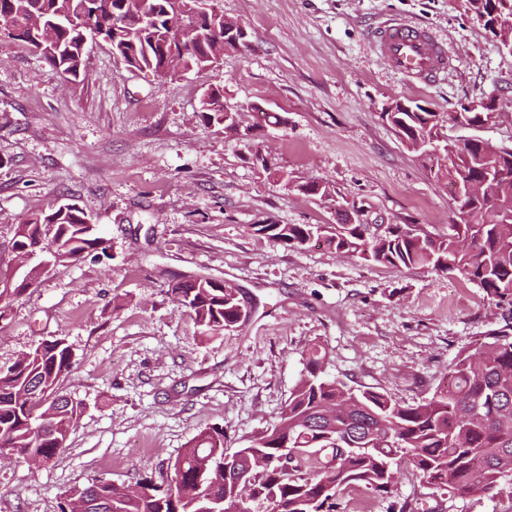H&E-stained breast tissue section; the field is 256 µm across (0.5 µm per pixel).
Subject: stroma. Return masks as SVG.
Wrapping results in <instances>:
<instances>
[{
	"label": "stroma",
	"instance_id": "1",
	"mask_svg": "<svg viewBox=\"0 0 512 512\" xmlns=\"http://www.w3.org/2000/svg\"><path fill=\"white\" fill-rule=\"evenodd\" d=\"M248 32L220 63L158 76L88 44L79 77L0 34V279L18 224L62 203L108 241L43 277L0 319V369L39 342L73 353L64 394L81 412L50 463L0 458V512H60L63 496L103 478L162 482L201 432L223 429L232 453L276 426L312 346L327 377L414 403L430 398L456 355L492 329L478 285L290 247L258 224H417L436 237L456 220L451 196L384 117L411 98L444 133L512 147V53L463 0H217ZM390 18L428 29L455 60L434 85L409 88L378 57L371 32ZM223 90L253 142L206 124L202 95ZM496 95V121L452 129L461 105ZM272 112L282 122H266ZM270 151V170L251 146ZM325 183V196L297 189ZM229 282L247 321L204 335L168 286L180 275ZM390 494L369 512H512V497L450 493L399 457Z\"/></svg>",
	"mask_w": 512,
	"mask_h": 512
}]
</instances>
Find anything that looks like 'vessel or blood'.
Wrapping results in <instances>:
<instances>
[{"instance_id": "vessel-or-blood-1", "label": "vessel or blood", "mask_w": 512, "mask_h": 512, "mask_svg": "<svg viewBox=\"0 0 512 512\" xmlns=\"http://www.w3.org/2000/svg\"><path fill=\"white\" fill-rule=\"evenodd\" d=\"M373 42L382 60L415 84L433 83L453 67L446 49L426 29L408 21L383 22Z\"/></svg>"}]
</instances>
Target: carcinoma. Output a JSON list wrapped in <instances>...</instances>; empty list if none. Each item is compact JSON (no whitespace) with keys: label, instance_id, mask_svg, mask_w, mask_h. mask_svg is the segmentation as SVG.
<instances>
[{"label":"carcinoma","instance_id":"1","mask_svg":"<svg viewBox=\"0 0 512 512\" xmlns=\"http://www.w3.org/2000/svg\"><path fill=\"white\" fill-rule=\"evenodd\" d=\"M123 20L120 33L103 28L95 0H0V23L26 34L40 17L43 35L55 53L45 57L52 73L78 77L85 67L88 40L101 34L114 53L131 68L159 72L164 47L179 40L186 53L181 71L201 70L224 58L235 45L224 42V13L212 8L197 20L187 16L171 31L174 4L195 0H107ZM411 110L387 112L398 137L416 151V136L437 125V114L408 101ZM205 122L238 133L233 116L224 112V91L210 89L200 100ZM470 162L459 167L460 147L448 142L436 162L434 178L448 186L487 170L507 172L490 185V195L469 202L471 223L453 224L448 236L434 237L409 224H391L379 233L369 224H257L256 231L290 246H304L316 236L338 254L407 269H431L475 283L494 308L508 311L497 327L451 365L446 382L426 401L406 404L395 396L358 390L323 376L325 355L310 348L306 374L298 381L282 413L280 425L252 440L240 452L254 450L270 458L288 448L294 469L277 463L254 477V499L271 512H336V495L360 485L384 495L393 487V463L410 457L425 482L456 493H512V481L500 465L512 464V222L499 212L512 208V149L479 140L468 148ZM49 249L46 259L63 266L94 250L107 254L106 240L86 224L78 207L58 206L16 227L12 249ZM168 293L187 309L205 332L234 328L244 320V305L209 279L184 277L169 284ZM72 350L65 338L44 340L7 371H0V455L52 461L66 446L80 404L59 394L71 367ZM177 480L158 485L148 477L140 493L129 495L112 482L97 479L66 494L67 504L83 498L87 512H222L213 494L234 501V488L224 486V429L212 428L196 438L173 464Z\"/></svg>","mask_w":512,"mask_h":512}]
</instances>
